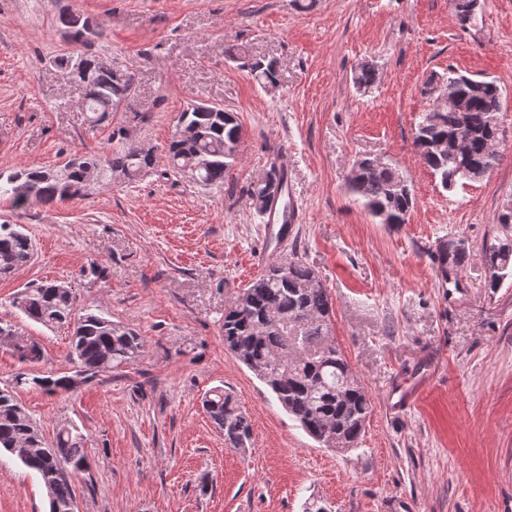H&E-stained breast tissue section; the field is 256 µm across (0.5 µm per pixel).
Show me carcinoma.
Wrapping results in <instances>:
<instances>
[{"mask_svg": "<svg viewBox=\"0 0 512 512\" xmlns=\"http://www.w3.org/2000/svg\"><path fill=\"white\" fill-rule=\"evenodd\" d=\"M477 0H457L460 22L475 20ZM60 24L74 44L89 42L85 24L68 14ZM51 64L70 69L81 66L89 85L85 110L97 124L120 111L134 91L135 74L114 67L101 69L92 54L59 55ZM250 72L263 86L278 81L274 60H250ZM356 88L375 83V69L359 64L352 77ZM422 94L429 99L413 134V147L422 163L445 191L490 173L501 158L504 130L500 122L504 92L494 80L477 79L450 70L427 79ZM243 134L238 118L219 106L192 105L180 113L167 145L168 167L176 174L195 169L198 186H224L237 165V145ZM125 127L96 149L68 160L61 168L19 169L0 172V199L16 209L34 202L55 204L87 194L93 175L100 181L119 177L136 180L154 166L150 149L124 144ZM279 167L251 184L249 196L255 211L264 215L280 196ZM349 193L362 202L372 217L386 215L390 225L407 223L415 204L409 181L390 160L362 157L347 176ZM502 231L484 249L489 285L498 288L512 278V209L498 215ZM462 238H444L431 253L443 279L458 274L468 257ZM34 258V244L20 224H0V279L14 274ZM288 276L279 264L268 266L224 308V345L275 395L288 415L320 446L339 438L347 448L357 447L371 414V403L361 383L349 380L351 367L336 345L331 327V300L315 270L299 256L286 259ZM75 289L57 280L31 283L12 299V305L29 319L46 327L74 323L69 358L72 366L91 380L136 363L144 341L107 317L99 309L78 308ZM72 376L52 372H19L13 382L0 386V457L19 461L34 473L47 491L49 512H69L75 499L74 479L88 472L91 459L87 436L76 425L60 427L50 443L37 422L21 404L18 389L37 388L53 395L71 391ZM203 407L224 434L230 448H246L253 430L231 392L210 390Z\"/></svg>", "mask_w": 512, "mask_h": 512, "instance_id": "cac0c4a2", "label": "carcinoma"}]
</instances>
